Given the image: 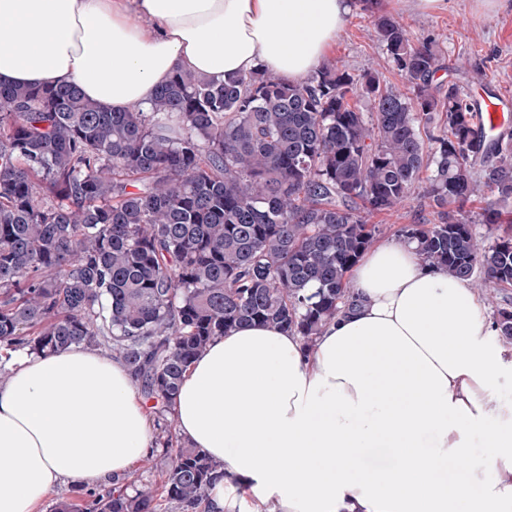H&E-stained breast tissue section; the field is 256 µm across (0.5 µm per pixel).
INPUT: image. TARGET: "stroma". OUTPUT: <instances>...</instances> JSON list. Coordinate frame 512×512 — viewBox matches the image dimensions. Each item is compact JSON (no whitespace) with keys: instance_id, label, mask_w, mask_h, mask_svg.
Segmentation results:
<instances>
[{"instance_id":"stroma-1","label":"stroma","mask_w":512,"mask_h":512,"mask_svg":"<svg viewBox=\"0 0 512 512\" xmlns=\"http://www.w3.org/2000/svg\"><path fill=\"white\" fill-rule=\"evenodd\" d=\"M388 15L402 22L412 39H435L444 57L436 82L457 83L464 93L482 97L495 89L512 93V0H445L437 10H419L403 0H354L346 27L325 56L354 74L375 70L387 84L403 91L407 80L388 61L375 19ZM378 225L377 241L397 240L410 224H433L437 214L422 191H415L398 210L369 216Z\"/></svg>"}]
</instances>
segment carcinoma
Here are the masks:
<instances>
[{"label": "carcinoma", "mask_w": 512, "mask_h": 512, "mask_svg": "<svg viewBox=\"0 0 512 512\" xmlns=\"http://www.w3.org/2000/svg\"><path fill=\"white\" fill-rule=\"evenodd\" d=\"M377 29L406 93L331 62L303 83L178 71L150 112H114L72 84L0 87V373L17 350L103 348L158 423L216 337L257 322L309 343L352 305L367 216L400 206L425 169L439 222L404 239L431 267L511 287L512 231L486 247L451 206L488 191L482 222L498 223L512 133L485 140L473 102L433 84L434 40L393 17ZM495 324L512 343V310ZM155 445L160 483L115 480L52 512H206L224 470L174 428Z\"/></svg>", "instance_id": "cac0c4a2"}]
</instances>
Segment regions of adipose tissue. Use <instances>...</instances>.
Returning a JSON list of instances; mask_svg holds the SVG:
<instances>
[{
  "label": "adipose tissue",
  "instance_id": "obj_1",
  "mask_svg": "<svg viewBox=\"0 0 512 512\" xmlns=\"http://www.w3.org/2000/svg\"><path fill=\"white\" fill-rule=\"evenodd\" d=\"M352 0H0V85H77L151 110L179 69L306 79ZM357 299L312 344L254 324L186 372L179 434L222 463L210 512H512V346L476 288L386 241L349 273ZM153 443L127 367L101 350L16 353L0 378V512L61 484L128 475ZM383 451L389 463L368 466Z\"/></svg>",
  "mask_w": 512,
  "mask_h": 512
}]
</instances>
